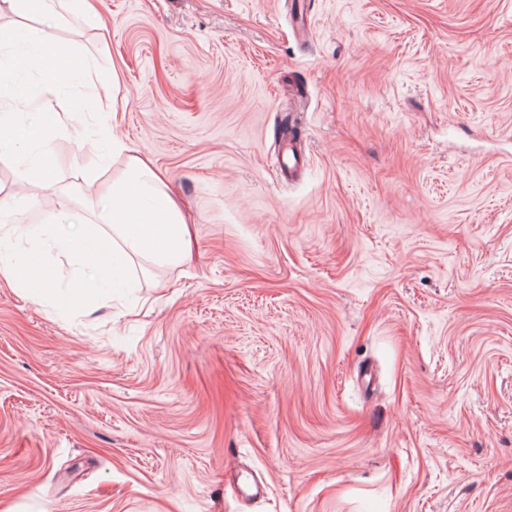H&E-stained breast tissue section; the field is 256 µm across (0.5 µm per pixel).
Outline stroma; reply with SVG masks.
Masks as SVG:
<instances>
[{
	"instance_id": "obj_1",
	"label": "stroma",
	"mask_w": 512,
	"mask_h": 512,
	"mask_svg": "<svg viewBox=\"0 0 512 512\" xmlns=\"http://www.w3.org/2000/svg\"><path fill=\"white\" fill-rule=\"evenodd\" d=\"M95 10L0 13V43L49 33L96 70L57 89L66 133L0 159L31 201L9 219L29 291L0 288V512H512V0ZM42 79L7 87L36 128ZM108 130L194 235L118 290L52 221L134 179L124 155L57 166Z\"/></svg>"
}]
</instances>
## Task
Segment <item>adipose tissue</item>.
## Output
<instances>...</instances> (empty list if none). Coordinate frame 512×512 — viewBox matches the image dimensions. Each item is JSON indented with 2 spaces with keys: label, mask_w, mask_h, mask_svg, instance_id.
Returning a JSON list of instances; mask_svg holds the SVG:
<instances>
[{
  "label": "adipose tissue",
  "mask_w": 512,
  "mask_h": 512,
  "mask_svg": "<svg viewBox=\"0 0 512 512\" xmlns=\"http://www.w3.org/2000/svg\"><path fill=\"white\" fill-rule=\"evenodd\" d=\"M10 9L32 8L69 21L90 15V0H0ZM135 183L117 179L95 211L101 232L74 237L63 233L60 243L73 249L94 268L111 271L113 280H124L134 258H152L163 263L180 262L190 245V231L181 219L163 178L142 158L132 157Z\"/></svg>",
  "instance_id": "adipose-tissue-1"
}]
</instances>
